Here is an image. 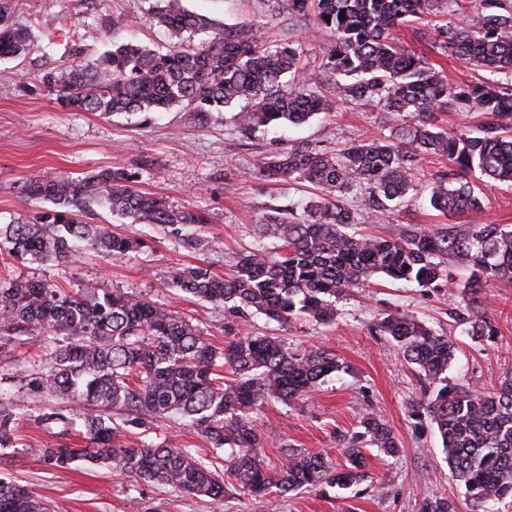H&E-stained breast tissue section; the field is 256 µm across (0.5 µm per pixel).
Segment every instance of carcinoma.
I'll list each match as a JSON object with an SVG mask.
<instances>
[{
    "label": "carcinoma",
    "mask_w": 512,
    "mask_h": 512,
    "mask_svg": "<svg viewBox=\"0 0 512 512\" xmlns=\"http://www.w3.org/2000/svg\"><path fill=\"white\" fill-rule=\"evenodd\" d=\"M14 2L0 0V57L22 53L29 40L28 31L9 23ZM270 2L297 28L311 26L328 37L314 57L330 77L327 87L312 86L309 43L272 45L259 21L209 27L179 0H156V22L175 35L207 30L199 43L159 53L132 40L115 42L94 61L47 72L43 84L75 112L133 115L184 106L206 117L238 105L233 121L246 136L270 125L304 124L338 105L380 108L389 114L390 134L333 150L299 144L257 159L262 177L310 184L320 194L257 220L258 237L274 250L242 253L224 275L203 265L174 271L171 281L181 292L228 307L232 319L224 323L229 340L222 349L195 318L140 294L108 288L74 294L20 270L1 276L0 361L21 367L19 349L34 336H42L45 352L24 376L26 394L0 400V467L23 455L60 471L77 461L111 465L136 482L205 502H221L232 489L286 498L322 486L347 488L369 478L366 449L399 453L390 427L374 412L361 415L358 429L339 440L347 459L342 469L305 448L268 468L262 449L269 440L252 424L255 410L268 398L291 403L348 365L325 347L293 350L275 336L243 334L239 323L262 314L280 324L308 319L327 326L336 318L337 299L385 276L425 289L444 282L462 289L466 304L456 317L470 325L471 336L494 335L491 323L473 315L486 282L512 280V227L396 224L380 236L353 229L358 212L347 196L359 194L369 212L391 216L417 196L416 162L425 156L452 162L430 183V205L443 214L482 210L470 173L486 183L512 182V0ZM414 25L433 26L432 52L464 59L493 77L449 83L397 36ZM448 111H476L482 121L470 132H450L435 123L436 113ZM18 188L54 208L0 227L17 261L67 265L82 245L116 260L142 247L138 239L80 222L79 213L94 203L160 227L188 251L210 245L200 234L208 223L204 214L143 190L139 172L125 166L80 178L29 176ZM456 265L467 274L461 283L450 278ZM375 329L418 371L423 395L409 417L416 427L427 418L436 428L451 477L466 496L482 504L512 498V375L491 391L437 388L458 350L449 336L399 311L381 317ZM30 396L47 399L35 415L56 438L45 448L30 447L17 432ZM176 420L189 421L212 449L231 453L203 456L157 436ZM0 512H52V503L1 476ZM421 512L455 507L443 497L425 499Z\"/></svg>",
    "instance_id": "carcinoma-1"
}]
</instances>
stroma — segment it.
Listing matches in <instances>:
<instances>
[{"instance_id": "35a3bbf8", "label": "stroma", "mask_w": 512, "mask_h": 512, "mask_svg": "<svg viewBox=\"0 0 512 512\" xmlns=\"http://www.w3.org/2000/svg\"><path fill=\"white\" fill-rule=\"evenodd\" d=\"M180 5L209 24L258 20L267 11L265 0H181ZM154 7L155 0H26L16 8L13 22L29 30L32 40L24 54L0 58V226L43 207L21 196L18 183L23 177H82L117 164H140L143 189L171 205L206 213L209 222L202 233L211 242L208 251L188 252L156 226L128 223L94 204L82 213V222L105 224L139 238L144 248L109 264L89 252L65 267L29 263L24 271L72 292L106 286L147 296L193 315L209 339L221 345L224 308L172 288V271L203 263L215 273L227 272L237 254L257 246L252 226L263 213L312 196L310 187L259 176L254 169L259 155L299 143L337 148L354 138L386 133V120L379 111L341 109L284 131L246 138L229 112L205 120L175 106L144 122L122 114L68 112L47 95L45 72L69 64L73 56L94 58L111 48L114 15H124L147 48L175 44V37L158 27ZM48 19L56 26L47 36L43 24ZM480 191L482 212L451 217L421 197L403 208L397 220L426 226L512 224V186L484 184ZM482 297L481 314L495 330L490 342L473 338L467 325L451 317V309L464 304L457 290L429 292L383 279L339 300L336 320L328 326L305 320L282 326L261 315L252 318L253 333L280 337L292 349L327 346L350 366L349 373L329 376L295 402L270 400L256 410L254 425L273 438L264 450L267 464L278 467L282 448L291 447L322 452L343 466L338 436L351 433L361 414L374 410L392 429L400 451L390 457L367 450L370 478L359 485L301 492L278 501L230 494L216 507L135 482L109 466L79 464L61 472L28 455L17 458L9 475L50 500L54 512H125L127 500L135 496L160 504L163 512H420L428 497L448 498L457 512H512L507 500L471 505L464 488L450 476L437 431H415L408 408L421 395L419 382L389 338L375 328L390 311L414 315L457 342L456 360L448 371L451 381L489 388L512 373V281L487 282Z\"/></svg>"}]
</instances>
